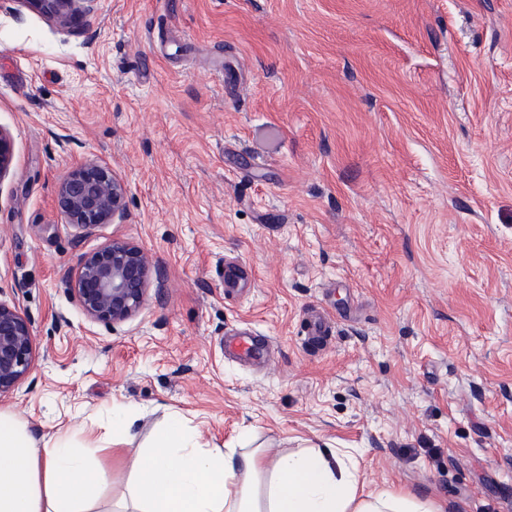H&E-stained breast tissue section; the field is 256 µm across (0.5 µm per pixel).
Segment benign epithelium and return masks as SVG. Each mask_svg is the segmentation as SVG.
<instances>
[{"mask_svg":"<svg viewBox=\"0 0 512 512\" xmlns=\"http://www.w3.org/2000/svg\"><path fill=\"white\" fill-rule=\"evenodd\" d=\"M32 7L67 25L89 0H25ZM14 155L11 135L0 129V180L10 171ZM127 186L104 163L90 161L71 169L60 181L57 201L77 236L91 234L102 224L123 220ZM152 265L147 253L125 240L114 239L85 253L78 262L74 292L93 321L120 324L143 305ZM33 365L30 322L16 308L0 301V396L13 392Z\"/></svg>","mask_w":512,"mask_h":512,"instance_id":"benign-epithelium-1","label":"benign epithelium"}]
</instances>
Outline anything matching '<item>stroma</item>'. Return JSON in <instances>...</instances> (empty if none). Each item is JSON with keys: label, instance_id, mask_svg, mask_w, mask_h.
<instances>
[{"label": "stroma", "instance_id": "obj_1", "mask_svg": "<svg viewBox=\"0 0 512 512\" xmlns=\"http://www.w3.org/2000/svg\"><path fill=\"white\" fill-rule=\"evenodd\" d=\"M0 128V301L34 350L0 407L38 439L129 407L101 512L172 411L512 512V0H89L66 26L0 0ZM88 161L126 216L80 238L57 188ZM115 238L158 275L112 326L69 286Z\"/></svg>", "mask_w": 512, "mask_h": 512}]
</instances>
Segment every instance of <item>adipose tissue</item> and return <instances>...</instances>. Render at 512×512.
<instances>
[{
    "mask_svg": "<svg viewBox=\"0 0 512 512\" xmlns=\"http://www.w3.org/2000/svg\"><path fill=\"white\" fill-rule=\"evenodd\" d=\"M123 512H447L399 488L366 489L330 448L280 453L201 444L171 415L140 452ZM112 472L59 435L38 441L0 408V512H93Z\"/></svg>",
    "mask_w": 512,
    "mask_h": 512,
    "instance_id": "adipose-tissue-1",
    "label": "adipose tissue"
}]
</instances>
